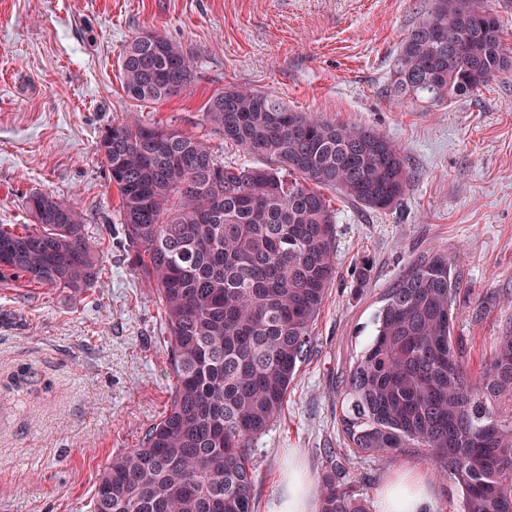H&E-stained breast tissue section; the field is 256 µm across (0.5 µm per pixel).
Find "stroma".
I'll list each match as a JSON object with an SVG mask.
<instances>
[{
  "instance_id": "stroma-1",
  "label": "stroma",
  "mask_w": 512,
  "mask_h": 512,
  "mask_svg": "<svg viewBox=\"0 0 512 512\" xmlns=\"http://www.w3.org/2000/svg\"><path fill=\"white\" fill-rule=\"evenodd\" d=\"M430 3L0 0V224L32 223L26 195L52 194L81 213L103 259L98 282L77 293L0 283V512H90L100 471L138 447L169 404L164 313L127 259L120 196L97 143L107 125L137 116L206 136L224 162H247L201 121L228 86L373 128L412 175L389 210L331 197L336 278L281 412L253 442L256 512H269L292 456L316 483L344 471L367 512L403 470L426 479L433 512H456L425 450L382 458L353 449L341 385L388 289L421 258L458 260L454 335L471 374L512 320V68L460 100L391 96L400 42ZM144 32L197 58L189 87L156 104L126 98L117 67Z\"/></svg>"
}]
</instances>
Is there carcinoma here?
I'll list each match as a JSON object with an SVG mask.
<instances>
[{"instance_id":"carcinoma-1","label":"carcinoma","mask_w":512,"mask_h":512,"mask_svg":"<svg viewBox=\"0 0 512 512\" xmlns=\"http://www.w3.org/2000/svg\"><path fill=\"white\" fill-rule=\"evenodd\" d=\"M119 66L126 97L154 103L186 88L197 61L145 32ZM511 67L489 0H433L401 40L391 93L466 98ZM203 123L265 164H226L201 137L138 118L99 138L129 260L164 312L175 384L139 446L98 475L92 512H255L253 441L281 410L336 278L326 192L386 210L410 185L389 138L271 95L228 87L208 99ZM25 206L34 223L0 224V282L73 292L93 284L101 255L82 215L42 192ZM455 266L434 254L388 289L376 333L345 375L343 423L364 453L428 449L459 494L458 512H512V323L471 377L453 338ZM317 512L366 510L334 470L322 478Z\"/></svg>"}]
</instances>
